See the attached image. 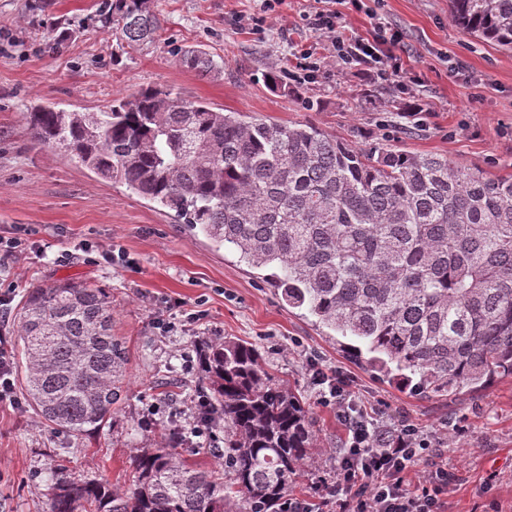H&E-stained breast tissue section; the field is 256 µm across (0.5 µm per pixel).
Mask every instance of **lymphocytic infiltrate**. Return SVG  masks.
I'll list each match as a JSON object with an SVG mask.
<instances>
[{
	"label": "lymphocytic infiltrate",
	"mask_w": 512,
	"mask_h": 512,
	"mask_svg": "<svg viewBox=\"0 0 512 512\" xmlns=\"http://www.w3.org/2000/svg\"><path fill=\"white\" fill-rule=\"evenodd\" d=\"M331 9L315 13L313 25L327 43V56L306 50L296 64L291 78L305 84L314 82L325 60H333L345 68L355 63L375 64L383 81L398 82L402 64L394 52L402 35L374 23L368 36L343 39L336 28L341 17L339 7L350 4L361 10L362 0H334ZM310 380L326 387L330 401L336 405V416L347 429V440L338 453L331 481L317 486V503L302 496L289 497L284 512H316L317 506L332 512H445L443 496L453 476L441 460L421 470L417 461L431 443L418 429L400 423L391 431L384 430L379 419L358 410L350 379L341 371H326L318 364L310 366Z\"/></svg>",
	"instance_id": "1"
}]
</instances>
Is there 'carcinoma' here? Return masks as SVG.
Wrapping results in <instances>:
<instances>
[{
    "label": "carcinoma",
    "mask_w": 512,
    "mask_h": 512,
    "mask_svg": "<svg viewBox=\"0 0 512 512\" xmlns=\"http://www.w3.org/2000/svg\"><path fill=\"white\" fill-rule=\"evenodd\" d=\"M104 25L128 43L160 28L152 0H106ZM452 20L512 48V0H449ZM180 64L208 75L200 50ZM33 142L61 146L86 168L173 211L239 253L292 308L387 383L450 396L512 376V174L462 169L441 154L362 150L307 124L215 110L145 88L97 113L39 106ZM16 350L29 404L75 437L112 416L127 377L112 336V301L94 285L28 291ZM198 389L223 426L218 463L181 459L171 428L133 461L128 490L55 476L49 512H279L316 447L302 397L262 365L260 350L224 337L197 345Z\"/></svg>",
    "instance_id": "carcinoma-1"
}]
</instances>
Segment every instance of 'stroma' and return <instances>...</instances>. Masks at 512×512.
Listing matches in <instances>:
<instances>
[{"label":"stroma","instance_id":"1","mask_svg":"<svg viewBox=\"0 0 512 512\" xmlns=\"http://www.w3.org/2000/svg\"><path fill=\"white\" fill-rule=\"evenodd\" d=\"M346 11L343 35L371 27L370 11L403 36L396 53L417 79L407 93L378 83L370 65L326 62L315 82L271 89L267 72L287 75L316 42L311 0H285L276 22L253 29L261 0H154L162 30L149 44L120 40L99 20L102 0H0V237L30 229V249L0 257V349L12 351L16 313L27 290L54 281L87 282L112 300V334L127 351L129 383L99 432L73 437L49 428L30 406L0 403V512H47L54 476L96 479L126 489L133 460L170 416L195 425L188 393L197 373L195 344L233 337L256 345L279 382L300 393L315 422V459L293 482L294 495L331 478L345 432L308 375L310 361L341 370L367 409L386 407L389 423L442 437L457 480L448 512H512V377L484 390L422 396L380 382L351 363L306 310L289 307L265 272L216 247L168 211L103 179L74 157L36 145L24 114L37 105L101 112L139 89L171 90L226 112L278 123L312 124L362 149L395 148L448 156L493 176L512 174V50L455 24L448 0H365ZM67 20L64 46L49 29ZM193 48L218 63L201 76L180 65ZM424 124L405 119L411 103ZM123 251L126 264L99 262ZM167 329H160V322ZM178 382L165 390L155 380Z\"/></svg>","mask_w":512,"mask_h":512}]
</instances>
